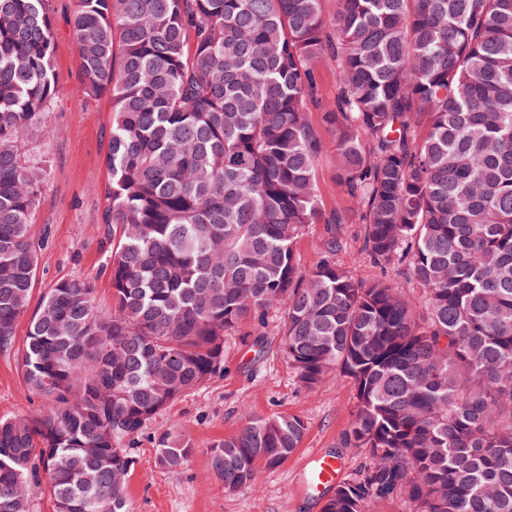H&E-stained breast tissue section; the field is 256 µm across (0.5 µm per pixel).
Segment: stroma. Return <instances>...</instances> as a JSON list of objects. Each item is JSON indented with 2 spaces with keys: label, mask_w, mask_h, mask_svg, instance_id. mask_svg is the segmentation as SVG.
<instances>
[{
  "label": "stroma",
  "mask_w": 512,
  "mask_h": 512,
  "mask_svg": "<svg viewBox=\"0 0 512 512\" xmlns=\"http://www.w3.org/2000/svg\"><path fill=\"white\" fill-rule=\"evenodd\" d=\"M78 0H52L55 44L53 69L59 98L43 115L40 128L28 137L29 154L41 161L44 181L32 221L39 241L38 270L31 305L62 280L81 277L91 282L100 310L112 305V286L101 270L112 238L101 216L106 208L102 189L108 179L106 164L112 118L109 95H86L82 89L71 19ZM339 242L336 261L361 283L389 276L408 287L406 270L396 267L382 273L362 251L363 227L355 215L335 226L310 225L296 245L302 266L320 256L328 233ZM28 330L20 318L14 351L0 352V418L31 411L41 401L25 384L18 349ZM254 323H243L237 335L224 342V372L200 389L172 402L151 420L127 448L136 460L129 478L134 512H324L325 497L304 492L310 470L309 457L333 453L344 472H352L363 459L360 451L343 448L339 439L348 428L357 402L352 384L327 383L309 388L281 348V315L270 313L264 324L267 348L263 356L250 349ZM257 416L288 415L304 420L307 430L299 448L286 461L262 469L257 489L226 491L213 474L208 450L217 440L234 435L243 411ZM179 427L193 440L197 451L178 473L154 463V437Z\"/></svg>",
  "instance_id": "1"
}]
</instances>
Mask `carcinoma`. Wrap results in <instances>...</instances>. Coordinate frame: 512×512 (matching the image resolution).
I'll list each match as a JSON object with an SVG mask.
<instances>
[{"label": "carcinoma", "instance_id": "1", "mask_svg": "<svg viewBox=\"0 0 512 512\" xmlns=\"http://www.w3.org/2000/svg\"><path fill=\"white\" fill-rule=\"evenodd\" d=\"M82 86L112 97L103 223L112 311L90 281L46 293L21 367L41 408L0 418V512H132L126 444L224 372V339L280 310L299 381L332 372L357 405L339 447L364 453L324 512H512V0H80ZM51 0H0V352L37 274L44 169L28 132L59 97ZM336 72L321 98L315 62ZM321 109L327 143L309 122ZM332 149L342 201L383 271L360 284L331 232L315 167ZM210 448L224 488L299 447V417H256ZM156 464L187 466L180 429Z\"/></svg>", "mask_w": 512, "mask_h": 512}]
</instances>
